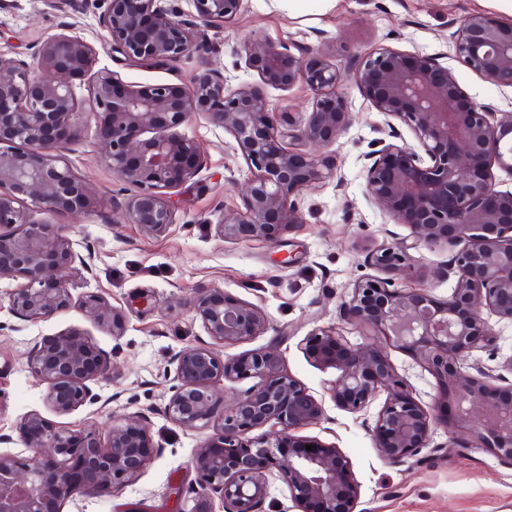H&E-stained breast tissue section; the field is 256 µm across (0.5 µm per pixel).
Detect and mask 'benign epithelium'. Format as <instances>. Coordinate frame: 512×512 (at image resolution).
<instances>
[{
  "mask_svg": "<svg viewBox=\"0 0 512 512\" xmlns=\"http://www.w3.org/2000/svg\"><path fill=\"white\" fill-rule=\"evenodd\" d=\"M95 2L103 8L104 49L139 67L172 66L200 53L206 43L197 24L220 27L242 6V0H191V21L164 0ZM449 41L470 69L512 88V23L470 14ZM242 52L257 85L234 84L213 69L188 84H126L115 72L96 68V48L74 32L43 42L30 62L0 54V279L21 280L8 293L10 312L50 321L76 306L112 335L124 331L122 310L94 293L74 298L72 271L91 274L93 267L74 251L66 225L33 219L36 209L73 215L97 205L95 191L68 159L80 113L96 116L104 160L117 180L135 188L124 209L150 236L169 231L182 189L203 168L200 146L178 128L196 116L224 128L248 174L235 183L243 209L225 214L216 234L274 241L296 223L292 196L333 179L336 189L345 186L337 166L307 147H327L351 126L343 93L350 81L376 111L408 126L421 150L389 143L366 154L367 196L396 223L408 225L414 242L371 254V264L387 277L355 283L342 303L343 317L409 352L438 381L439 403L453 404L454 412L424 409L383 346H351L334 326L306 338L307 355L339 371L329 396L350 413L364 410L378 391L387 392L373 429L386 460L415 456L438 425L472 432L512 460V395H497L484 368L465 371L470 354L494 336L484 313L512 322V191L496 189L492 172L496 165L512 176V113L468 98L455 73L423 53L380 48L343 73L323 52L294 53L260 38L245 41ZM77 80L87 83L84 100L74 92ZM298 83L314 92L312 110L280 129L260 85L286 90ZM442 245L456 249L446 270L455 277L448 299L394 287L392 276L413 266L409 250ZM187 305L217 345L268 329L258 306L218 291L197 292ZM173 364L177 385L165 411L184 429L210 422L216 428L199 445L193 465L202 495L217 497L222 512H262L274 473L288 485L298 512H355L360 485L352 463L336 446L298 435L320 422L325 409L284 371L278 354L254 349L222 359L210 347L186 346ZM28 369L47 384L46 403L60 416L97 400L88 381L109 372L94 344L68 334L35 343ZM241 377L261 383L214 418L216 392L224 381ZM16 432L15 438L1 434L0 444L17 440L37 456L21 463L0 453V512H62L69 500L110 496L136 481L160 448L148 427L130 416L112 422L105 443L93 424L57 427L37 412L22 417ZM308 445L314 449L306 450Z\"/></svg>",
  "mask_w": 512,
  "mask_h": 512,
  "instance_id": "7a95c632",
  "label": "benign epithelium"
}]
</instances>
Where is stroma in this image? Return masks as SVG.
I'll return each mask as SVG.
<instances>
[{"instance_id": "35a3bbf8", "label": "stroma", "mask_w": 512, "mask_h": 512, "mask_svg": "<svg viewBox=\"0 0 512 512\" xmlns=\"http://www.w3.org/2000/svg\"><path fill=\"white\" fill-rule=\"evenodd\" d=\"M490 12L512 22V14L495 0H243L232 23L204 31L208 50L171 68L129 67L104 50L105 32L93 5L73 11L52 8L45 0H9L0 7V53L29 58L35 45L68 28L98 50L97 65L136 85L187 83L203 69L252 81L239 53L252 35L290 47L327 53L342 72H350L375 48L425 53L454 70L461 89L476 102L512 113V88L480 76L456 57L449 34L465 15ZM264 93L279 127L300 122L310 111L313 93L304 84ZM352 125L324 148L345 178L306 188L295 195L299 220L276 241H230L218 237L216 223L240 209L234 184L246 165L233 138L204 117L193 118L180 132L193 138L204 155V167L180 196L174 223L163 236L152 237L117 208L125 189L107 166L96 138V117L79 115L68 159L74 171L98 192L97 206L77 216L51 215L64 224L74 249L91 254L94 270L78 276L76 295L95 293L121 308L127 323L112 335L78 308L48 322L20 321L0 309V433H14L27 413L36 411L51 423L78 429L96 424L107 434L111 416H137L150 428L161 452L140 478L109 497L78 498L63 512H197L204 500L200 476L192 465L199 444L214 435L213 426L187 430L165 412L176 384L172 358L190 345L211 339L187 305L196 291L217 289L257 305L269 328L236 345L218 348L227 358L264 348L276 352L290 375L322 400L325 417L302 429L305 437L336 445L351 460L360 485L356 512H512V460L472 442L467 434L435 427L427 448L402 463L381 457L372 429L386 396L378 394L365 410L350 413L336 407L328 388L338 376L311 360L305 341L314 330L336 327L351 345L374 342L373 334L344 320L340 306L354 284L376 275L370 256L383 246L412 241L408 225L395 223L365 194L362 157L388 143L417 146L414 133L400 121L377 112L355 85L345 88ZM413 269L394 276L399 288H420L447 298L453 283L442 274L453 252L448 247L412 250ZM495 336L470 359L492 369L499 389H512V323L490 317ZM77 331L97 346L110 366L104 378L91 380L93 392L107 407L88 404L58 416L44 401L46 385L34 378L27 356L35 342ZM389 360L413 397L427 409L439 395L434 376L406 351L387 347Z\"/></svg>"}]
</instances>
